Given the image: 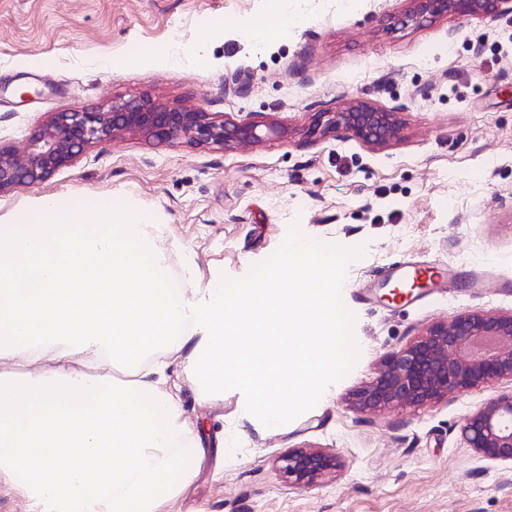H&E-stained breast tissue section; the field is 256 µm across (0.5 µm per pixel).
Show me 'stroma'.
Returning a JSON list of instances; mask_svg holds the SVG:
<instances>
[{"label":"stroma","instance_id":"1","mask_svg":"<svg viewBox=\"0 0 512 512\" xmlns=\"http://www.w3.org/2000/svg\"><path fill=\"white\" fill-rule=\"evenodd\" d=\"M288 6L298 25L256 48L237 29L261 18L264 0H0V143L15 150L52 113L142 97L288 129L242 150L125 134L0 195V218L45 195L135 200L166 226L157 245L171 278L192 265L195 289L246 276L294 223L311 239L363 248L342 289L358 359L314 408L272 429L240 391L203 400L176 379L204 456L163 512H512V464L478 458L458 436L511 381L372 414L345 401L431 324L512 312V10L405 28L411 0ZM148 46L167 47L170 62L137 61ZM235 75L246 93L228 89ZM349 100L398 110V137L374 149L313 135L318 112ZM424 261L454 280L419 303H389L385 277ZM299 447L343 466L294 486L277 460Z\"/></svg>","mask_w":512,"mask_h":512}]
</instances>
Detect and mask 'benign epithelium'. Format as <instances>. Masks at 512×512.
Here are the masks:
<instances>
[{
	"label": "benign epithelium",
	"instance_id": "obj_1",
	"mask_svg": "<svg viewBox=\"0 0 512 512\" xmlns=\"http://www.w3.org/2000/svg\"><path fill=\"white\" fill-rule=\"evenodd\" d=\"M490 1L512 0H411L404 23L420 26L449 12H477ZM314 129L324 137L342 130L381 147L397 137L400 125L394 110L350 101L319 113ZM125 133L159 142L185 139L196 145L244 148L282 137L287 129L276 122L219 121L199 109L169 107L148 98L116 100L98 112H56L30 137L22 158L12 147L0 145V194L38 185L89 145ZM499 379L512 380V313L468 311L431 325L406 346L386 353L371 380L353 390L348 402L366 413L393 406L417 408ZM459 440L483 459L512 463V390L467 416ZM282 462L284 473L301 487L314 485L339 467L336 456L318 448H297Z\"/></svg>",
	"mask_w": 512,
	"mask_h": 512
}]
</instances>
